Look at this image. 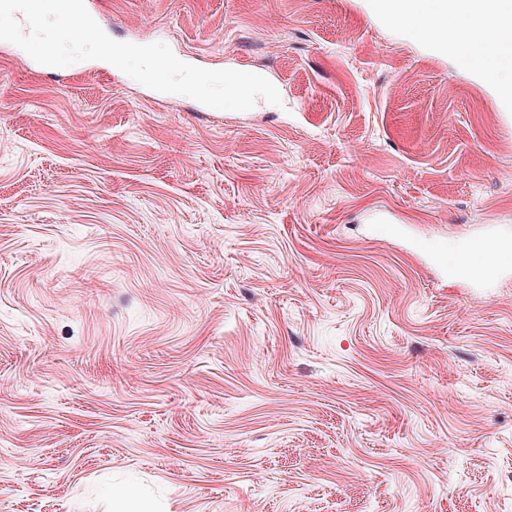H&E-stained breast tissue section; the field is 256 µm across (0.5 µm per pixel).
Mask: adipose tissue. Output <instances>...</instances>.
Instances as JSON below:
<instances>
[{
    "instance_id": "1",
    "label": "adipose tissue",
    "mask_w": 512,
    "mask_h": 512,
    "mask_svg": "<svg viewBox=\"0 0 512 512\" xmlns=\"http://www.w3.org/2000/svg\"><path fill=\"white\" fill-rule=\"evenodd\" d=\"M409 19L421 30L433 32L438 39L475 45L491 78L512 84V71L504 73L499 68L502 53L490 38L489 16L475 6L474 0H458L455 8L447 10L441 9L440 0H412Z\"/></svg>"
}]
</instances>
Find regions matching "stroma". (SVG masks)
Masks as SVG:
<instances>
[{
    "mask_svg": "<svg viewBox=\"0 0 512 512\" xmlns=\"http://www.w3.org/2000/svg\"><path fill=\"white\" fill-rule=\"evenodd\" d=\"M266 77L205 106L0 41V512H512L493 85L373 0H88ZM497 250L501 254L498 264L487 266L482 264L481 256ZM505 251L504 244L496 240L491 234H477L474 235L462 248L459 255V262L461 269L468 272L471 276L476 278H486L496 275L505 265L504 258L510 256V251Z\"/></svg>",
    "mask_w": 512,
    "mask_h": 512,
    "instance_id": "1",
    "label": "stroma"
}]
</instances>
